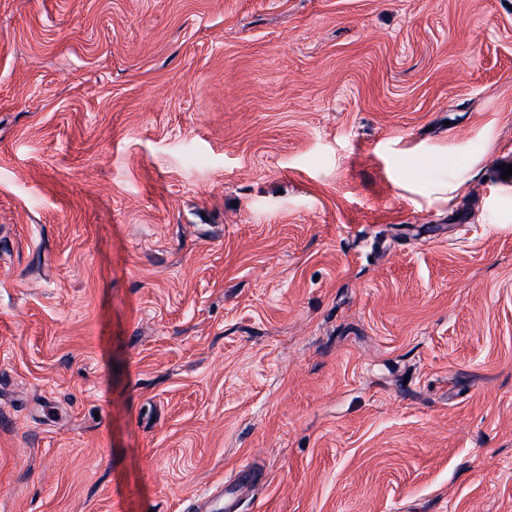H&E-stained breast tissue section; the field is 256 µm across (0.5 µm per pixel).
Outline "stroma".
<instances>
[{"label":"stroma","instance_id":"35a3bbf8","mask_svg":"<svg viewBox=\"0 0 512 512\" xmlns=\"http://www.w3.org/2000/svg\"><path fill=\"white\" fill-rule=\"evenodd\" d=\"M512 0H0V512H512ZM253 474L248 465H244L239 472L238 482L212 491H202L192 494L189 501V512H241L242 501L251 490Z\"/></svg>","mask_w":512,"mask_h":512}]
</instances>
